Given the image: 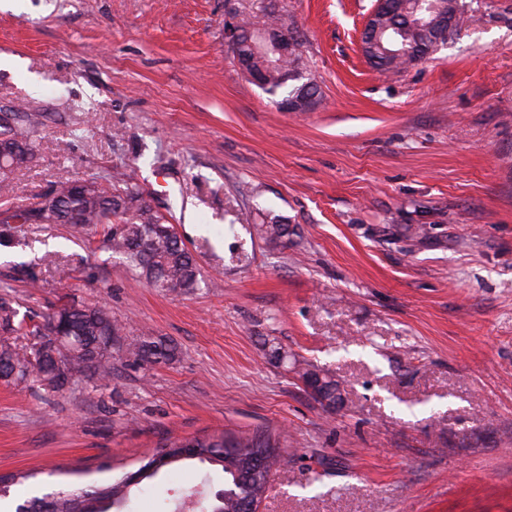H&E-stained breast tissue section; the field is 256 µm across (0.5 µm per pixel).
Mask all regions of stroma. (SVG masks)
I'll list each match as a JSON object with an SVG mask.
<instances>
[{"label": "stroma", "instance_id": "1", "mask_svg": "<svg viewBox=\"0 0 512 512\" xmlns=\"http://www.w3.org/2000/svg\"><path fill=\"white\" fill-rule=\"evenodd\" d=\"M268 0H19L0 8V107L41 112L12 201L134 176L196 258L194 292L137 281L97 239L23 226L0 247L20 315L72 300L124 327L112 378L61 391L0 382V473L33 472L0 512L136 468L163 441L269 432L287 464L259 512H512V0H464L434 59L371 68L377 0H275L320 87L280 111L240 72L224 21ZM268 214L279 246L253 236ZM54 251L36 287L15 265ZM174 360L125 351L143 330ZM316 367L340 389L315 399ZM223 476L161 472L132 512ZM260 234L275 245L285 244L288 241V224L280 216H272L258 225Z\"/></svg>", "mask_w": 512, "mask_h": 512}]
</instances>
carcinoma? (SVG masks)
Here are the masks:
<instances>
[{
    "instance_id": "cac0c4a2",
    "label": "carcinoma",
    "mask_w": 512,
    "mask_h": 512,
    "mask_svg": "<svg viewBox=\"0 0 512 512\" xmlns=\"http://www.w3.org/2000/svg\"><path fill=\"white\" fill-rule=\"evenodd\" d=\"M464 13L462 0H390L381 23L392 27L398 42L394 44L384 35L381 44H374L372 34L365 29L361 33V51L375 70L396 73L432 58L438 51L425 28L434 17L447 14L460 20ZM233 53L240 62L260 73L261 89L279 98V102L294 97H319L313 79L299 84L294 77V72L303 67L302 55L282 59L269 52H256L244 42ZM39 120L37 112L0 113V136L7 134L29 149L25 157L6 160L7 169L0 170V196L5 199L16 193L13 175L34 161L33 127ZM81 183L75 194L70 183L64 182L56 185L57 196L53 198L44 195L37 202L7 209L8 215L0 217V242L12 241L26 224H64L81 233H101L102 251L119 259L163 294H183L198 285L199 271L193 254L179 239L174 226L153 210L134 178L129 176L110 187L93 178ZM258 231L275 245L288 242V224L280 216L264 221ZM60 320L68 325V340L62 349L54 339ZM121 335V325L112 320L104 306L66 302L45 315L43 321L31 324L18 318L10 298L0 297V380L10 383L32 378L54 391L90 373L106 380L112 376V342ZM20 336H38L40 342L29 349L18 341ZM127 350L151 363L171 361L177 355L176 347L153 337L150 331L131 341ZM191 441L201 448L196 461L224 474V487L220 490L212 493L205 487L190 491L189 496L200 497L202 512H243V503L262 499L269 480L244 477L254 449H265L270 469L282 461L279 440L264 433L232 438L221 433L193 437ZM153 478L148 474L130 487L122 476L71 491L35 496L17 505L15 512H39L38 505L48 498L53 500V512H128L132 496Z\"/></svg>"
}]
</instances>
